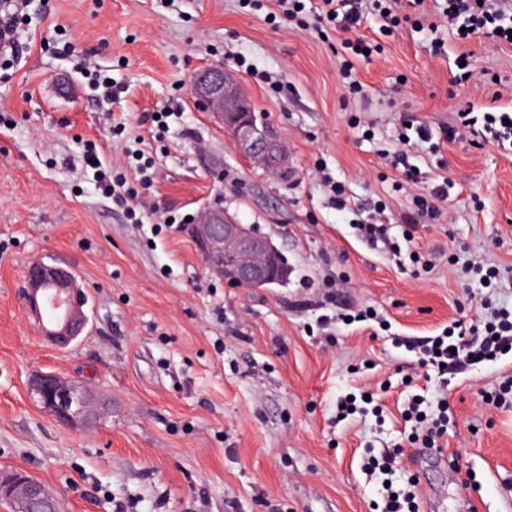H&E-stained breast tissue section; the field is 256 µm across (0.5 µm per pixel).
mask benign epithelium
Segmentation results:
<instances>
[{
  "mask_svg": "<svg viewBox=\"0 0 512 512\" xmlns=\"http://www.w3.org/2000/svg\"><path fill=\"white\" fill-rule=\"evenodd\" d=\"M191 95L197 108L221 121L225 136L240 156L276 178L289 172L288 150L258 118L232 70L212 65L196 71ZM188 231L207 270L229 285L263 291L288 279L289 269L282 264V252L273 241L256 234L224 208L203 209ZM25 279L24 296L30 311L40 318L47 307L57 312L49 326L43 327L45 338L60 348L68 347L87 324L86 300L74 276L37 261L27 268ZM30 390L41 407L62 424L88 421L97 415L86 390L54 373L35 374ZM0 500L10 505L11 512H59L56 499L45 486L21 471L0 473Z\"/></svg>",
  "mask_w": 512,
  "mask_h": 512,
  "instance_id": "obj_1",
  "label": "benign epithelium"
}]
</instances>
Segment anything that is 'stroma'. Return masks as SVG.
I'll return each instance as SVG.
<instances>
[{
	"instance_id": "stroma-1",
	"label": "stroma",
	"mask_w": 512,
	"mask_h": 512,
	"mask_svg": "<svg viewBox=\"0 0 512 512\" xmlns=\"http://www.w3.org/2000/svg\"><path fill=\"white\" fill-rule=\"evenodd\" d=\"M261 2L27 0L19 54L0 59V471L40 480L60 512H380L381 481L363 465L395 451L397 490L422 470L400 419L418 394L429 417L448 416L452 466L422 470L435 512H462L467 496L482 512H512V404L496 400L512 359L442 387L425 380L417 351L453 320L484 318L482 299L512 310V156L466 137L411 139L410 163L452 182L448 212L415 234L425 266L355 231L373 204L392 235L411 219L418 188L382 160L408 124L436 130L467 105L512 108V46L461 41L445 0H425L422 28L386 37L379 17L362 24L382 48L363 58ZM345 59L364 97L344 88ZM216 64L235 71L286 146L288 178L240 158L191 104L192 75ZM99 76L119 97L104 98ZM135 147L152 161L144 182ZM93 151L101 168L88 164ZM120 173L152 205L142 221L102 186ZM330 179L346 209L332 207ZM214 205L281 248L285 286L256 292L210 275L187 226ZM478 258L499 267L500 287H480ZM35 261L67 265L87 298L88 327L68 348L27 313ZM358 310L367 321H343ZM327 315L338 318L332 342ZM40 372L111 412L58 423L30 394ZM361 394L373 404L339 418L337 401Z\"/></svg>"
}]
</instances>
